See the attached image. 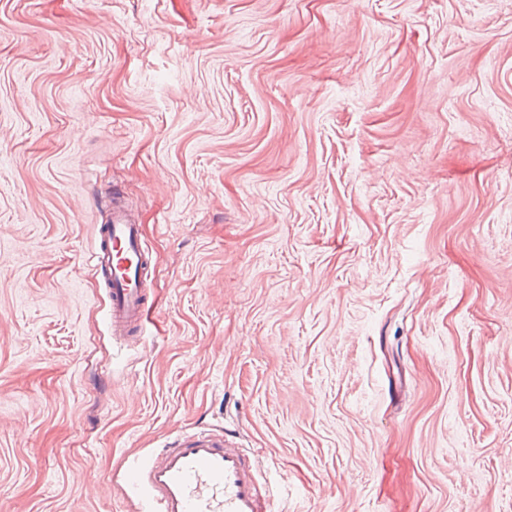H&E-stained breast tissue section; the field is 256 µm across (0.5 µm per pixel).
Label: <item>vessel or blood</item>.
Wrapping results in <instances>:
<instances>
[{
  "label": "vessel or blood",
  "mask_w": 512,
  "mask_h": 512,
  "mask_svg": "<svg viewBox=\"0 0 512 512\" xmlns=\"http://www.w3.org/2000/svg\"><path fill=\"white\" fill-rule=\"evenodd\" d=\"M91 260L106 274L113 335H140L148 259L120 198L112 200V220ZM260 474L257 455L224 431L207 429L184 434L152 463L125 470L158 512H273Z\"/></svg>",
  "instance_id": "obj_1"
}]
</instances>
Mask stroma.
<instances>
[{"label":"stroma","instance_id":"35a3bbf8","mask_svg":"<svg viewBox=\"0 0 512 512\" xmlns=\"http://www.w3.org/2000/svg\"><path fill=\"white\" fill-rule=\"evenodd\" d=\"M199 427L275 512H512V0H0V512ZM90 260L105 270L112 335L125 339L140 335L147 300L143 283L148 259L138 224L129 219L118 194H112V220L104 227Z\"/></svg>","mask_w":512,"mask_h":512}]
</instances>
